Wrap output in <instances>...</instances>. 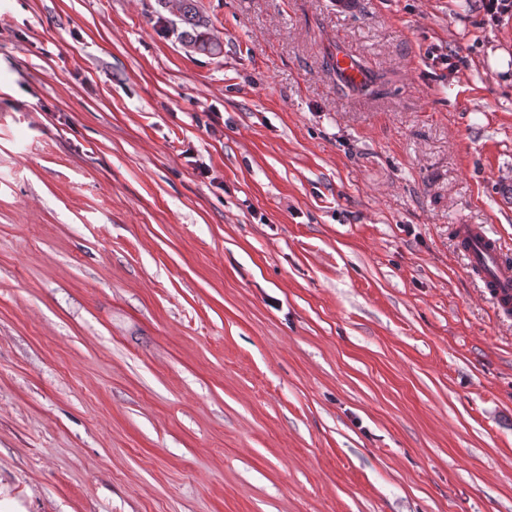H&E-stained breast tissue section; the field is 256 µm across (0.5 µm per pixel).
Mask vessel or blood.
Wrapping results in <instances>:
<instances>
[{
	"label": "vessel or blood",
	"instance_id": "obj_1",
	"mask_svg": "<svg viewBox=\"0 0 512 512\" xmlns=\"http://www.w3.org/2000/svg\"><path fill=\"white\" fill-rule=\"evenodd\" d=\"M334 66L337 74L346 82L359 84L366 74L354 59L344 42L336 44ZM458 237L464 243L470 273L482 281L496 309L504 316L512 315V263L505 259L504 249L498 239L490 237L481 224H462Z\"/></svg>",
	"mask_w": 512,
	"mask_h": 512
}]
</instances>
